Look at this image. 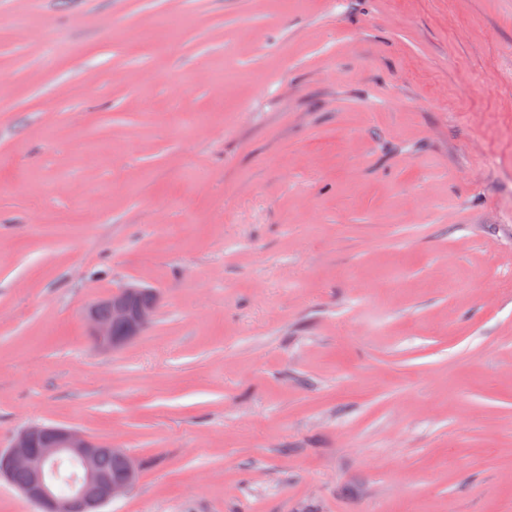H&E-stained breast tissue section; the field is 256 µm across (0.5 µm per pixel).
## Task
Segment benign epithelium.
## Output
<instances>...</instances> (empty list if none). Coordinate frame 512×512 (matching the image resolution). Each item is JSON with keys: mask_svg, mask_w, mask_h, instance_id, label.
I'll list each match as a JSON object with an SVG mask.
<instances>
[{"mask_svg": "<svg viewBox=\"0 0 512 512\" xmlns=\"http://www.w3.org/2000/svg\"><path fill=\"white\" fill-rule=\"evenodd\" d=\"M159 292L137 280H130L100 297L87 311V322L94 345L115 350L141 335L153 322ZM109 309L102 316L100 309ZM123 334L114 333L116 327ZM110 452L124 462L120 475L112 477L99 472L98 457ZM72 461L78 471L71 493L61 497L55 490V478L61 461ZM23 470L27 482L18 490L38 512H85L87 507L101 509L126 494L137 482L139 468L124 449L92 439L63 425L34 424L18 432L9 447L0 449V479L11 480Z\"/></svg>", "mask_w": 512, "mask_h": 512, "instance_id": "obj_1", "label": "benign epithelium"}]
</instances>
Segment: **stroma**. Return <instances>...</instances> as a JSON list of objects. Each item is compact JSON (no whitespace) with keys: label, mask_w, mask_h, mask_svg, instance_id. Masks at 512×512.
I'll return each mask as SVG.
<instances>
[{"label":"stroma","mask_w":512,"mask_h":512,"mask_svg":"<svg viewBox=\"0 0 512 512\" xmlns=\"http://www.w3.org/2000/svg\"><path fill=\"white\" fill-rule=\"evenodd\" d=\"M39 423L137 461L102 512H512V0H0V449ZM111 294L100 297L87 311V322L94 345L99 349L115 350L140 336L153 322L159 292L137 280H130L116 287ZM102 309L103 317L100 314ZM123 328L117 336L114 329Z\"/></svg>","instance_id":"35a3bbf8"}]
</instances>
